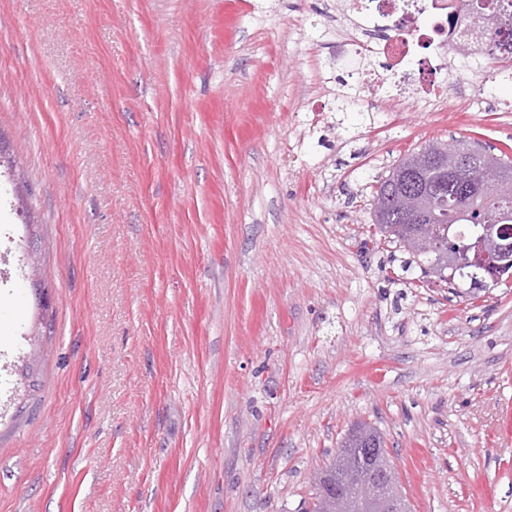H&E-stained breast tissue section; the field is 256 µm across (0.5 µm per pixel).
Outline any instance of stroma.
I'll use <instances>...</instances> for the list:
<instances>
[{
  "instance_id": "35a3bbf8",
  "label": "stroma",
  "mask_w": 512,
  "mask_h": 512,
  "mask_svg": "<svg viewBox=\"0 0 512 512\" xmlns=\"http://www.w3.org/2000/svg\"><path fill=\"white\" fill-rule=\"evenodd\" d=\"M347 0H0V512H304L351 426L410 512H512V282L403 269L377 180L512 154V81L405 112Z\"/></svg>"
}]
</instances>
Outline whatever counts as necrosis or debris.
Wrapping results in <instances>:
<instances>
[{"label":"necrosis or debris","instance_id":"obj_1","mask_svg":"<svg viewBox=\"0 0 512 512\" xmlns=\"http://www.w3.org/2000/svg\"><path fill=\"white\" fill-rule=\"evenodd\" d=\"M352 10L362 30L382 34L364 42L365 56L393 60L406 74L420 63L428 72L426 79L389 96L388 106L413 109L439 98L451 71L447 45L459 35L449 22L448 0H352ZM396 24L404 36H389Z\"/></svg>","mask_w":512,"mask_h":512}]
</instances>
